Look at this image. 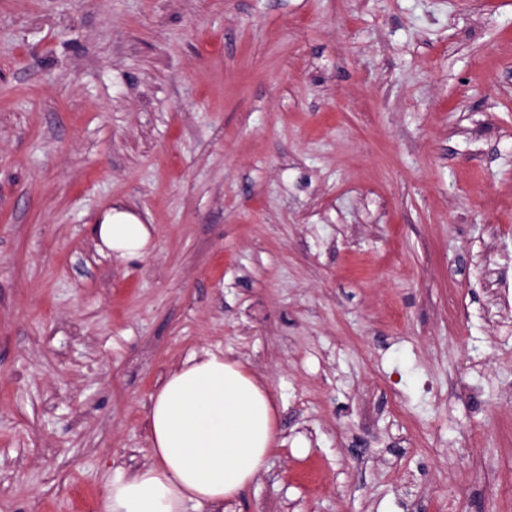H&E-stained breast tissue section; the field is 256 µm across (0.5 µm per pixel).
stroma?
<instances>
[{"label":"stroma","mask_w":512,"mask_h":512,"mask_svg":"<svg viewBox=\"0 0 512 512\" xmlns=\"http://www.w3.org/2000/svg\"><path fill=\"white\" fill-rule=\"evenodd\" d=\"M206 350L234 512H512V0H0V512H103ZM93 235L117 258L142 257L148 251L151 231L148 224L129 211L110 209L100 224H93Z\"/></svg>","instance_id":"1"}]
</instances>
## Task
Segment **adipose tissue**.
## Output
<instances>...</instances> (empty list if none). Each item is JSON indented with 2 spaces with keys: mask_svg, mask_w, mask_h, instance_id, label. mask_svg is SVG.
I'll list each match as a JSON object with an SVG mask.
<instances>
[{
  "mask_svg": "<svg viewBox=\"0 0 512 512\" xmlns=\"http://www.w3.org/2000/svg\"><path fill=\"white\" fill-rule=\"evenodd\" d=\"M93 235L117 258L147 253L148 225L110 209ZM153 463L112 466L103 512H186L234 501L278 448L274 398L236 360L211 351L171 370L147 416Z\"/></svg>",
  "mask_w": 512,
  "mask_h": 512,
  "instance_id": "obj_1",
  "label": "adipose tissue"
}]
</instances>
